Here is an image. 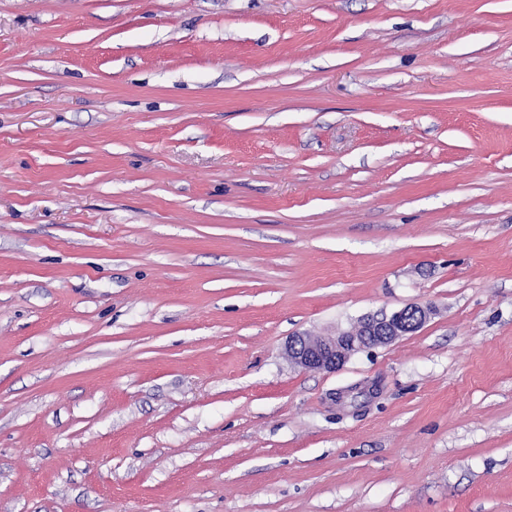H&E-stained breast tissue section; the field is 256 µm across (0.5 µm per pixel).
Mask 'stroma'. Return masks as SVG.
Masks as SVG:
<instances>
[{"label":"stroma","instance_id":"35a3bbf8","mask_svg":"<svg viewBox=\"0 0 512 512\" xmlns=\"http://www.w3.org/2000/svg\"><path fill=\"white\" fill-rule=\"evenodd\" d=\"M0 512H512V0H0ZM435 314L432 306L408 304L391 314L362 317L350 329L330 337L293 336L286 347L288 360L309 371L334 372L356 353L388 345L421 328Z\"/></svg>","mask_w":512,"mask_h":512}]
</instances>
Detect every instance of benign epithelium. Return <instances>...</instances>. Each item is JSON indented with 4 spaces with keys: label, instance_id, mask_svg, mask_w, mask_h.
<instances>
[{
    "label": "benign epithelium",
    "instance_id": "7a95c632",
    "mask_svg": "<svg viewBox=\"0 0 512 512\" xmlns=\"http://www.w3.org/2000/svg\"><path fill=\"white\" fill-rule=\"evenodd\" d=\"M435 314L432 306L408 304L391 314L369 315L349 330L330 337L294 336L286 355L295 366L309 371L334 372L356 353L388 345L421 328Z\"/></svg>",
    "mask_w": 512,
    "mask_h": 512
}]
</instances>
